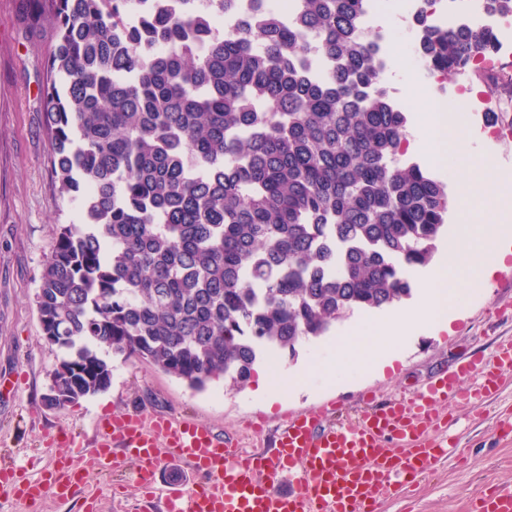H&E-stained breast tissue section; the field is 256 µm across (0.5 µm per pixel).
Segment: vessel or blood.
Returning <instances> with one entry per match:
<instances>
[{"instance_id":"obj_1","label":"vessel or blood","mask_w":512,"mask_h":512,"mask_svg":"<svg viewBox=\"0 0 512 512\" xmlns=\"http://www.w3.org/2000/svg\"><path fill=\"white\" fill-rule=\"evenodd\" d=\"M480 373L477 390L463 381ZM512 375V345L491 358L473 356L441 370L411 396L380 402L368 398L354 420L329 424L324 410L289 417L277 431L271 453L238 450L234 440L205 422L173 421L144 411L116 413L98 424L88 458L62 456L36 479H17L0 468V494L36 505L46 496L67 501L88 470L108 473L120 457L137 463L135 483L167 512H379L393 480L410 484L429 458L447 454V439L435 436L438 404H484ZM188 462L204 477L190 489L160 480L158 446ZM477 512H512V485H499L478 500Z\"/></svg>"}]
</instances>
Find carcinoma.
Returning a JSON list of instances; mask_svg holds the SVG:
<instances>
[{"label": "carcinoma", "mask_w": 512, "mask_h": 512, "mask_svg": "<svg viewBox=\"0 0 512 512\" xmlns=\"http://www.w3.org/2000/svg\"><path fill=\"white\" fill-rule=\"evenodd\" d=\"M59 32L42 90L60 193L36 303L65 351L49 404L106 390L101 353L202 391L270 351L401 302L432 259L448 186L401 161L407 113L385 86L364 0H302L288 24L237 0H44ZM415 51L445 77L496 49L418 13Z\"/></svg>", "instance_id": "1"}]
</instances>
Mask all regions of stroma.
Wrapping results in <instances>:
<instances>
[{
	"label": "stroma",
	"mask_w": 512,
	"mask_h": 512,
	"mask_svg": "<svg viewBox=\"0 0 512 512\" xmlns=\"http://www.w3.org/2000/svg\"><path fill=\"white\" fill-rule=\"evenodd\" d=\"M57 43L55 26L37 12L36 0H0V465L39 478L58 456H88L101 418L115 412L146 410L176 420L209 422L231 435L239 448H267L287 416L334 404L335 419L360 412L366 396L380 399L411 394L436 371L466 355L490 354L512 340V255L490 277L464 293L460 312L444 330L417 333L392 365L365 374L262 393L265 383L301 371L330 354L348 320L337 321L326 336L300 344L296 354L281 351L260 361L237 390L216 381L202 392L144 360L113 358L112 382L103 392L62 409L49 405L51 374L62 352L44 338L36 305L42 269L56 225L76 216V205L59 191L51 164L52 143L44 126L41 91L48 60ZM463 138L457 155L492 161L499 177L493 187L512 227V131L491 136L480 112L455 118ZM448 432L465 457L456 453L429 459L415 483L396 488L380 512H474L477 498L495 485L512 483V436L500 425L512 420V378L497 395L468 410L448 408ZM77 437L69 444L63 433ZM135 461L107 474L90 471L65 503L46 497L32 507L0 496V512H163L146 505L132 476Z\"/></svg>",
	"instance_id": "1"
}]
</instances>
